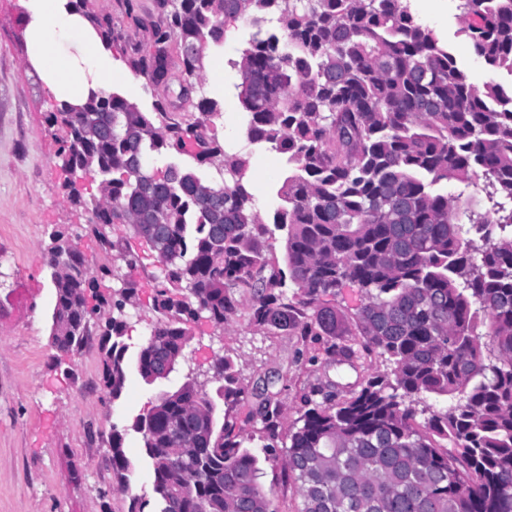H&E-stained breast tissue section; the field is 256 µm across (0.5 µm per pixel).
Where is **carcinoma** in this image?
Wrapping results in <instances>:
<instances>
[{
    "label": "carcinoma",
    "instance_id": "1",
    "mask_svg": "<svg viewBox=\"0 0 512 512\" xmlns=\"http://www.w3.org/2000/svg\"><path fill=\"white\" fill-rule=\"evenodd\" d=\"M87 2L74 6L105 45L123 36L125 19L146 33L129 58L146 85H168L176 47L177 98L193 108L179 121L165 96L144 112L112 92L46 117L59 132L62 195L89 214L86 233L134 270L140 256L99 232L127 224L161 265L140 376L150 383L178 361L200 317L228 325L240 291L252 295L257 327L334 336L342 317L321 297L355 284L366 295L355 313L361 348L386 369L343 401L331 383L312 388L281 449L276 394L259 407L265 460L282 461L298 512H512V0H460L467 50L511 78L481 89L408 0H153L142 15L118 0L119 17ZM231 21L255 29L234 63L246 139L282 154L288 169L270 222L255 208L247 157L217 136L223 103L192 98L208 42L221 43ZM182 154L209 174L150 166ZM86 169L95 193L76 180ZM277 231L286 232L281 262L269 251ZM69 237L54 229L47 248L51 345L81 348L112 310L99 324V386L115 400L139 283L89 270ZM214 378L216 396L188 379L135 418L155 500L131 512H277L247 446L253 435L232 416L246 397L233 359H220ZM109 447L125 483L133 464L115 425Z\"/></svg>",
    "mask_w": 512,
    "mask_h": 512
}]
</instances>
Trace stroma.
I'll list each match as a JSON object with an SVG mask.
<instances>
[{"instance_id": "35a3bbf8", "label": "stroma", "mask_w": 512, "mask_h": 512, "mask_svg": "<svg viewBox=\"0 0 512 512\" xmlns=\"http://www.w3.org/2000/svg\"><path fill=\"white\" fill-rule=\"evenodd\" d=\"M25 12V0H0V272L6 275L0 285V512H130L133 499L154 497L142 436L132 423L162 391L180 386L187 375L215 393L214 362L231 357L247 392L235 412L238 426L249 432L259 428L255 414L263 392L269 391L281 404L280 432L285 435L300 415L301 396L312 386L334 383L338 399L344 400L382 363L374 354L334 361L325 354L330 342L350 344L358 338L353 316L364 295L356 286L342 288L331 300L343 317L334 340L276 336L255 327L250 297L243 294L224 329L204 318L190 325L191 340L168 378L148 383L133 369L120 398L103 399L98 336H89L71 355L58 353L50 343L54 290L46 266L49 234L86 223L88 215L74 210L59 191L64 173L46 124L55 103L28 60ZM414 15L454 48L475 86L499 81V73L467 52L459 0H446L438 13L432 12L430 0H415ZM250 33L239 22L225 30L220 45L224 110L215 124L227 148L246 153L255 204L268 219L280 204L277 188L285 164L282 155L245 138L247 114L239 101L234 63ZM112 236L126 240L143 262L133 273L141 284L140 301L124 338L132 361L157 319L149 276L158 264L129 226L115 225ZM29 280L38 285L31 304L20 294ZM115 427L124 429L126 451L136 465L125 488L107 452Z\"/></svg>"}]
</instances>
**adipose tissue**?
<instances>
[{
    "instance_id": "obj_1",
    "label": "adipose tissue",
    "mask_w": 512,
    "mask_h": 512,
    "mask_svg": "<svg viewBox=\"0 0 512 512\" xmlns=\"http://www.w3.org/2000/svg\"><path fill=\"white\" fill-rule=\"evenodd\" d=\"M28 58L56 103L79 105L113 91L123 63L107 48L71 0H27Z\"/></svg>"
}]
</instances>
